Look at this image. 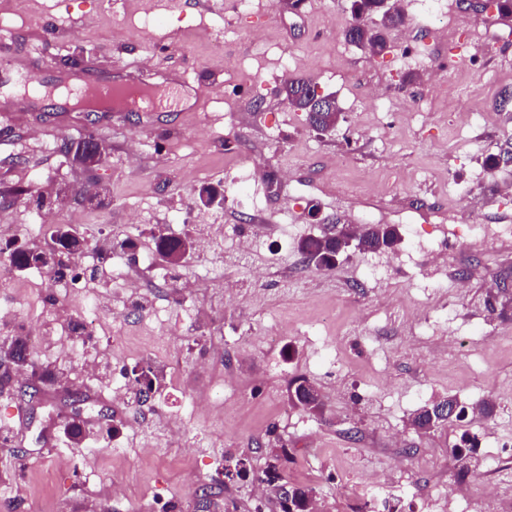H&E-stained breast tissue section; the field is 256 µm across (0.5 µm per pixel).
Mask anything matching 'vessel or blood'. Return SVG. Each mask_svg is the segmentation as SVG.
I'll return each mask as SVG.
<instances>
[{"instance_id": "obj_1", "label": "vessel or blood", "mask_w": 512, "mask_h": 512, "mask_svg": "<svg viewBox=\"0 0 512 512\" xmlns=\"http://www.w3.org/2000/svg\"><path fill=\"white\" fill-rule=\"evenodd\" d=\"M58 85L70 98L117 100L124 112H157L172 94L170 86L146 83L140 71L117 65L111 74L101 75L84 68H61Z\"/></svg>"}]
</instances>
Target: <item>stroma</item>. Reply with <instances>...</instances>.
Instances as JSON below:
<instances>
[{
    "mask_svg": "<svg viewBox=\"0 0 512 512\" xmlns=\"http://www.w3.org/2000/svg\"><path fill=\"white\" fill-rule=\"evenodd\" d=\"M408 22L383 54L346 42L349 0H10L0 38L15 63L53 83L47 63L142 66L145 80L176 73L194 97L185 111L103 112L96 121L24 102L15 83L0 97V187L33 185L39 206L0 205L20 242L50 243L57 226L85 240L92 290H58L45 269L0 268V338L39 335L31 364L0 388V512H280L263 471L279 455L285 481L310 490L317 512H512V165L487 171L512 141V18L466 0H404ZM482 39L475 64L448 69L454 48ZM306 78L342 111L320 135L289 106L287 78ZM95 132L107 148L97 172L72 166L44 142ZM245 183L252 196L206 209L197 190ZM65 187L59 201L55 187ZM393 224L395 250L348 251L339 264L306 263L296 242L337 226ZM191 235L194 256L165 268L153 236ZM136 243L137 290L119 287L105 250ZM98 308L93 383L57 350L69 330L57 310ZM281 336L279 347L265 338ZM117 357H110L112 346ZM38 409L13 384L33 367ZM147 368L160 392L148 404L106 390L120 368ZM304 377L322 411L293 408ZM84 400V437L64 433L69 395ZM453 396L464 420L423 433L418 409ZM114 437H107L108 429ZM471 439L476 449L454 457ZM247 460L246 479L229 476Z\"/></svg>",
    "mask_w": 512,
    "mask_h": 512,
    "instance_id": "stroma-1",
    "label": "stroma"
}]
</instances>
